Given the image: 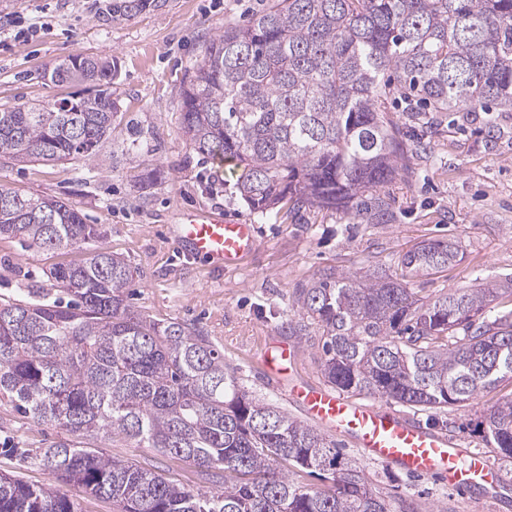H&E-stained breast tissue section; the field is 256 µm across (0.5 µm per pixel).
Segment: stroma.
<instances>
[{
    "label": "stroma",
    "instance_id": "35a3bbf8",
    "mask_svg": "<svg viewBox=\"0 0 512 512\" xmlns=\"http://www.w3.org/2000/svg\"><path fill=\"white\" fill-rule=\"evenodd\" d=\"M270 2L152 0L130 12L126 0H0L1 108L71 93V86L49 79L68 55L81 52L117 63V120L103 162L19 163L0 157V184L74 205L102 232L95 245L49 250L0 236V301L49 287L53 267L83 261L93 247L106 249L134 271L128 289L132 310L194 323L223 351L243 386L297 417L301 411L288 396L287 381L273 380L259 359L261 346L288 338L281 324L295 315V283L329 268L340 274L367 264L393 270L407 250L441 237L457 240L464 258L443 272L412 278L410 287L421 294L451 293L478 278L512 274V108L452 112L425 135L402 106H392L408 136L425 142L410 148L385 188L395 200L396 223L359 224L314 208L299 217L286 210L275 218L253 213L235 189L234 166H218L192 150L178 116L188 67L226 23H245ZM193 209L254 225L257 249L227 270L187 257L169 228ZM495 400L491 394L458 409L417 412L403 405L399 411L484 454L488 447L475 425ZM60 436V430L18 414L9 399L0 400V445L36 450ZM338 444L384 492L413 500L420 512H512V464L501 470L509 489L491 498L478 487L452 490L436 476L414 477L372 461L349 440ZM86 445L189 489L214 487L205 469L143 443L95 437Z\"/></svg>",
    "mask_w": 512,
    "mask_h": 512
}]
</instances>
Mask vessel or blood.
Segmentation results:
<instances>
[{
    "label": "vessel or blood",
    "mask_w": 512,
    "mask_h": 512,
    "mask_svg": "<svg viewBox=\"0 0 512 512\" xmlns=\"http://www.w3.org/2000/svg\"><path fill=\"white\" fill-rule=\"evenodd\" d=\"M182 250L214 267L234 268L257 247L253 225L231 223L216 214L188 212L175 227ZM298 356L292 344L266 348L263 361L270 375L289 377ZM290 397L312 424L350 437L372 460L413 475H435L450 488L495 485L497 471L479 455L461 461L447 434L414 425L384 405L360 404L343 394L307 384H291Z\"/></svg>",
    "instance_id": "vessel-or-blood-1"
}]
</instances>
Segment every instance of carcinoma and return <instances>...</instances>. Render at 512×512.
<instances>
[{
    "instance_id": "carcinoma-1",
    "label": "carcinoma",
    "mask_w": 512,
    "mask_h": 512,
    "mask_svg": "<svg viewBox=\"0 0 512 512\" xmlns=\"http://www.w3.org/2000/svg\"><path fill=\"white\" fill-rule=\"evenodd\" d=\"M112 67L82 53L59 61L53 83L90 86L0 108V156L101 161L116 114ZM399 96L429 129L443 112L512 104V0H272L206 45L185 74L179 125L190 148L241 170L236 189L257 214L287 205L393 224L381 188L408 149L389 110ZM0 235L60 249L101 232L72 205L0 185ZM462 258L455 240H424L395 274L326 269L292 288L298 318L282 328L317 344L322 375L342 393L416 411L463 407L512 381V309L487 316L512 296V276L433 298L408 287ZM49 280L31 299L0 303V397L65 438L8 452L115 512H419L316 428L245 389L201 330L132 313L125 259L96 249ZM98 436L145 442L223 486L194 491L82 447ZM483 438L512 462V393L487 410ZM300 472L322 485H300ZM0 512L81 510L58 489L0 473Z\"/></svg>"
}]
</instances>
